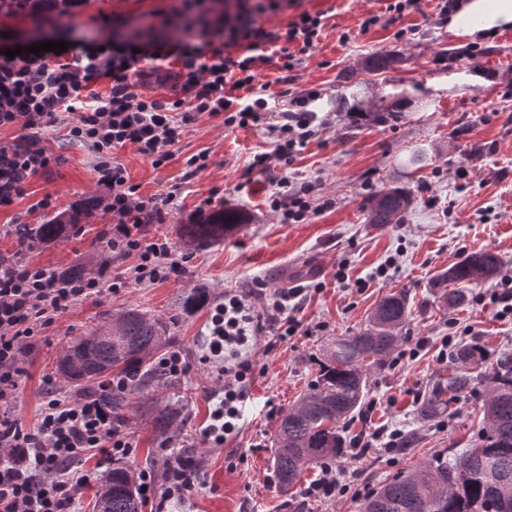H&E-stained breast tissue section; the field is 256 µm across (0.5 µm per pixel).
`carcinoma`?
I'll list each match as a JSON object with an SVG mask.
<instances>
[{
    "label": "carcinoma",
    "instance_id": "1",
    "mask_svg": "<svg viewBox=\"0 0 512 512\" xmlns=\"http://www.w3.org/2000/svg\"><path fill=\"white\" fill-rule=\"evenodd\" d=\"M73 2L77 0H0V13H30L36 5L54 12L70 11ZM396 63L392 55L375 53L364 59L362 69L382 75ZM429 161L428 149L421 147L410 152L401 166L417 171ZM412 203L411 189L394 180L364 198L361 209L366 223L378 228L397 223ZM99 206L98 198H87L69 221L57 216L44 224H25L19 233L30 242L61 240L79 216ZM241 224L243 216L235 210L214 211L193 224L181 225V237L190 245H209L224 240ZM500 270L501 260L491 252L464 254L436 276L433 287L439 290L438 302L448 309L465 305L470 289ZM412 316L408 293H390L377 303L363 329L325 347L305 393L279 415L273 467L282 490L293 488L307 468L334 464L344 457L343 429L360 413L372 373L392 362ZM172 342L166 322L127 309L68 343L58 361V372L78 387L84 398L100 402L121 427L127 422V396L149 393L160 376V366L153 358ZM454 359L478 365L484 356L478 347L462 345ZM113 377L121 380L122 386L104 388V382ZM475 394L479 395L482 417L470 447L451 461L437 454L410 470L396 472L365 499L362 512H501L499 491L508 493L512 503V356L499 358L476 376L464 368L437 378L421 398L417 416L423 422L440 421L452 413L453 405ZM151 423L165 435L181 423V410L165 408L152 414ZM105 489L109 512H139L142 501L131 469L116 466L105 472L94 493L96 501L102 500Z\"/></svg>",
    "mask_w": 512,
    "mask_h": 512
}]
</instances>
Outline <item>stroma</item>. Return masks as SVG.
Here are the masks:
<instances>
[{
	"label": "stroma",
	"mask_w": 512,
	"mask_h": 512,
	"mask_svg": "<svg viewBox=\"0 0 512 512\" xmlns=\"http://www.w3.org/2000/svg\"><path fill=\"white\" fill-rule=\"evenodd\" d=\"M437 3L420 0L419 11L396 19L386 10L387 0H304V8L326 13L316 48L298 67L294 82L283 80L273 62L262 66L259 76L277 109L286 108L291 93L312 88L321 94L318 111L328 115L327 125L288 169L244 182L250 158L272 151L273 139L265 127L228 128L223 117L206 114L185 128L162 166H152L133 146L116 149L115 157L143 196L179 186V209L164 223L149 225L147 234L166 238L174 253L188 257L187 275L179 282L132 284L86 299L58 316L22 356L25 373L9 408L13 418L25 429L37 427L50 380L60 394L77 397L76 387L56 373L63 347L106 316L136 308L169 323L174 336L169 350L185 362L182 374L155 386L149 402L157 410L182 407L184 418L169 434H156L138 397L130 396L132 422L126 432L132 451L116 463L151 472L161 484V446H182L193 453L203 480L202 488L181 500L150 497L143 512H294L297 503L305 512H360L361 499L350 494L330 501L306 497L320 474L316 466L303 473L291 492L279 488L271 455L276 414L305 392L315 376L314 359L330 340L357 333L383 295L404 289L414 301L408 340L425 337L430 344L419 357L372 374L367 399L375 408L356 417L347 433L383 426L416 435L417 444L407 453L349 455L338 468L355 483L366 481L376 489L401 469L467 447L475 426V399L459 402L440 425L421 423L417 406L434 379L456 367L454 360L439 357L443 338L455 347L479 344L492 361L512 354V319H498L490 300L497 281L472 288L469 304L454 311L439 308L431 288L441 270L472 250L497 254L504 276L512 277V27L474 43L449 31ZM160 5V0H85L72 20L62 21L52 34L68 42L87 35L92 19L139 15ZM372 13L381 14L380 23L362 29ZM376 52L398 55L400 61L381 76L366 74L362 62ZM355 89L367 103L386 105L404 96L409 104L398 121L356 126L340 107ZM72 121V115L62 114L46 132L51 167L31 177L24 194L0 209V226L41 224L78 210L87 197L107 196L94 170L95 151L69 135ZM423 145L434 147L437 156L415 174L410 184L414 203L401 222L382 228L366 224L360 210L363 197L394 180L399 160ZM202 152L208 156L207 168L186 179L187 159ZM284 175L297 183H315L320 196L332 200V208L300 224L280 223L267 198L276 189V178ZM208 196L214 199L213 209L237 210L245 221L224 242L187 246L180 227L192 223ZM45 198L50 208L39 209ZM111 222V214L100 208L51 244L32 246L1 236L0 254L60 270L85 263L93 252L103 260L108 253L101 233ZM392 254L398 257L396 270L388 279H372L375 268ZM340 263L347 264L350 283L334 279ZM359 279L364 282L360 288L355 285ZM297 284L309 294L301 328L284 339L264 331L253 346L241 348L243 362L250 365L246 399L239 405L234 439L215 446L203 435L210 412L224 397V365L221 359L207 358L204 350L215 306L223 303L225 293L242 294L259 315L267 292ZM192 288L204 289L207 300L187 313L179 299ZM116 463L94 457L86 466L103 472Z\"/></svg>",
	"instance_id": "35a3bbf8"
}]
</instances>
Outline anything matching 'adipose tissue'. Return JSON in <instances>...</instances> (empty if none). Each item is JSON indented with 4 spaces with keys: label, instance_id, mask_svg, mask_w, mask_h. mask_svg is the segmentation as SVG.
<instances>
[{
    "label": "adipose tissue",
    "instance_id": "obj_1",
    "mask_svg": "<svg viewBox=\"0 0 512 512\" xmlns=\"http://www.w3.org/2000/svg\"><path fill=\"white\" fill-rule=\"evenodd\" d=\"M512 26V0H464L448 21L449 31L470 39L487 40Z\"/></svg>",
    "mask_w": 512,
    "mask_h": 512
}]
</instances>
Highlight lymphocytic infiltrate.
I'll list each match as a JSON object with an SVG mask.
<instances>
[{"instance_id":"lymphocytic-infiltrate-1","label":"lymphocytic infiltrate","mask_w":512,"mask_h":512,"mask_svg":"<svg viewBox=\"0 0 512 512\" xmlns=\"http://www.w3.org/2000/svg\"><path fill=\"white\" fill-rule=\"evenodd\" d=\"M302 0H171L151 19H124L122 38L111 21H100L104 35L93 42H71L65 52L0 54V128L15 127L10 143L0 142V208L19 198L27 180L46 172L52 162L42 134L59 113L75 119L72 138L91 142L98 153L95 171L111 195L106 205L112 223L103 236L110 263L79 281H69L51 267L0 255V512H74L89 475L76 464L96 454L128 455L131 441L112 416L93 401L53 396L45 401L36 429L23 428L8 414L24 374L21 356L56 315L102 291L128 284L153 285L180 277L185 258L175 256L167 240L147 238L148 225L164 223L178 206L176 191L145 197L130 183L113 156L132 145L159 166L172 155L182 132L196 116H223L228 127L266 124L277 139L274 153L255 154L250 172H270L273 163L290 165L316 135L318 115L313 91L293 95L278 120L267 123L269 101L258 83L261 65L279 60L294 72L316 48L325 26L323 12L301 9ZM298 7L279 29L265 25L267 15ZM141 77L175 78L179 97L163 100L144 95L133 82ZM108 81L107 94H91L92 85ZM317 187L294 186L280 179L269 207L282 223L302 222L331 200L314 206ZM306 298L302 289H277L265 306L278 335L292 336ZM251 307L237 294H225L211 315L210 351L220 355L225 343L250 335ZM247 365L227 369L224 402L212 414L207 436L223 443L234 432L237 401L243 400ZM168 460L163 495L181 498L196 490L200 473L185 450L165 449Z\"/></svg>"}]
</instances>
